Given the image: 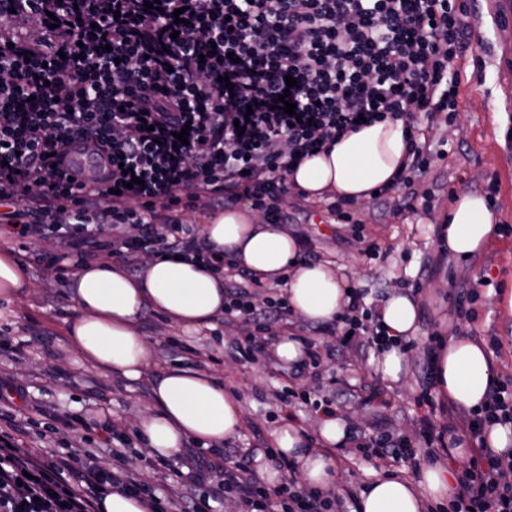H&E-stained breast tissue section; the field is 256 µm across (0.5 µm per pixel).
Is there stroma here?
<instances>
[{"instance_id":"1","label":"stroma","mask_w":512,"mask_h":512,"mask_svg":"<svg viewBox=\"0 0 512 512\" xmlns=\"http://www.w3.org/2000/svg\"><path fill=\"white\" fill-rule=\"evenodd\" d=\"M456 4L468 25L469 48L452 62L453 69L461 74L457 112L452 120H437L424 130L433 156L425 180L415 188L420 192L432 189L429 207L400 209L394 193L381 201L345 204V211L362 226L356 234L351 223L327 211L324 201L292 190L281 204L289 231L305 243V259L330 261L341 267L366 306L378 308L398 290L415 293L420 304L419 332L414 348L407 353L402 381L393 383L381 376L376 369L378 355L373 351L358 358L354 366H347L338 356L341 339L337 336H320L323 362L316 373L292 378L267 374L261 366L239 360L236 342L252 332V324L239 321L228 326L219 319L214 328L187 334L150 311L139 325L159 366L194 368V361L184 356L167 357L169 341L186 343L209 354L204 370L239 393L245 415L240 438L227 446L233 460L252 464L254 454L266 449L271 432L291 411L308 435L316 436L321 414L315 410V402L342 395L356 382L380 385L388 394L389 404H350L342 419L346 430L412 429L420 414L415 398L424 342L432 332L450 337L461 327L454 292L461 284L474 286L481 294L473 328L476 336L497 343L491 352L495 375L502 382L512 377V316L504 313L500 304L502 291L512 284V234L497 233L465 270L457 267L447 245L435 233L439 216L456 195L484 194L491 182L498 187L493 205L497 223L512 226V146L506 141L512 119L495 111V75L481 61L489 43L505 41L506 36L500 29L476 27L474 19L480 13L477 0H456ZM4 249L18 255L31 284L28 293L0 309V316L11 327L15 346L12 353L0 351V372L28 390L27 401L14 405L18 419L38 418L37 408L42 405L80 415L91 426L110 422L119 430L135 433L137 417L151 405L148 381L129 382L94 369L66 340L65 323L74 314L69 299L73 264L66 258V244L55 246L56 255L63 258L58 268L43 261L39 247L30 240L0 236V250ZM288 387L308 393L311 404L296 403L291 411L281 407L275 395ZM331 454L336 462V483L349 490L333 510L355 512L361 489L375 480L377 473L353 442L332 449Z\"/></svg>"}]
</instances>
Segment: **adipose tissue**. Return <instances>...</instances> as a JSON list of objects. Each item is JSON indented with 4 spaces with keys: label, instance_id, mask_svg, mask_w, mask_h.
Returning <instances> with one entry per match:
<instances>
[{
    "label": "adipose tissue",
    "instance_id": "ef3b65f1",
    "mask_svg": "<svg viewBox=\"0 0 512 512\" xmlns=\"http://www.w3.org/2000/svg\"><path fill=\"white\" fill-rule=\"evenodd\" d=\"M406 136L400 119L362 126L306 157L290 181L312 199L330 192L353 203L365 202L394 183ZM438 232L461 265L492 241L494 215L485 198L464 193L441 215ZM203 233L215 258H232L264 280L285 278L288 307L302 321H332L351 299L353 288L337 268L302 259L299 237L284 225L266 223L249 208H227ZM72 283L70 299L77 314L65 327L68 344L96 369L128 381L144 379L151 386L152 407L137 421V435L151 457L178 461L190 442L218 453L224 443L240 436L244 406L236 393L205 371L157 365L138 332L149 310L187 333L212 327L224 312L223 270L185 257L161 256L133 277L120 265L98 260L78 267ZM380 324L391 342L383 348L377 369L384 379L397 383L406 363L400 343L419 329L416 299L402 290L392 293L381 305ZM433 378L437 393L455 406L478 407L494 380L486 343L467 334L449 337L435 357ZM345 438L341 421L327 415L317 445H310L304 430L288 420L271 432L270 445L281 457L295 460L304 485L329 490L336 470L327 451L344 444ZM449 488L443 464H426L415 480L388 476L365 486L358 512H423L425 504L443 501Z\"/></svg>",
    "mask_w": 512,
    "mask_h": 512
}]
</instances>
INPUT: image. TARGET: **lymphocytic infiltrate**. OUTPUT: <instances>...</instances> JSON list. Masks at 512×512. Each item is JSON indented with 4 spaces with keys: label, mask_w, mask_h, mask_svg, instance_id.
<instances>
[{
    "label": "lymphocytic infiltrate",
    "mask_w": 512,
    "mask_h": 512,
    "mask_svg": "<svg viewBox=\"0 0 512 512\" xmlns=\"http://www.w3.org/2000/svg\"><path fill=\"white\" fill-rule=\"evenodd\" d=\"M466 45L454 0H159L149 10L144 0H0V228L42 246L52 264L60 239L81 265L104 251L133 262L163 253L209 261L187 210L245 198L280 223L302 158L354 130L358 117L454 112L461 78L450 63ZM288 101L295 114L285 113ZM184 128L188 141L176 144ZM409 132L400 189L430 168L419 129ZM77 140L107 156L97 186L69 179L65 156ZM256 285L245 277L225 293V315L253 325L237 346L249 362L288 307L281 297L258 308ZM375 319L350 303L339 318L346 347L381 349L387 336ZM444 341L427 338L414 430L351 439L376 471L413 475L437 458L447 429L463 432L475 444L455 472L448 512H512L504 460L479 443L486 427H512V388L493 383L466 412L435 398L433 360ZM56 419L31 447L25 425L0 410V512H99L115 489L148 496L151 512H187L191 485L204 481L216 502L238 491L245 512H332L331 493L292 479L276 501L252 470L219 457L197 458L186 477L158 470L147 487L127 464L130 437H92L82 419ZM61 426L72 432L66 453L57 449ZM104 451L112 469L101 473L90 461Z\"/></svg>",
    "instance_id": "lymphocytic-infiltrate-1"
}]
</instances>
